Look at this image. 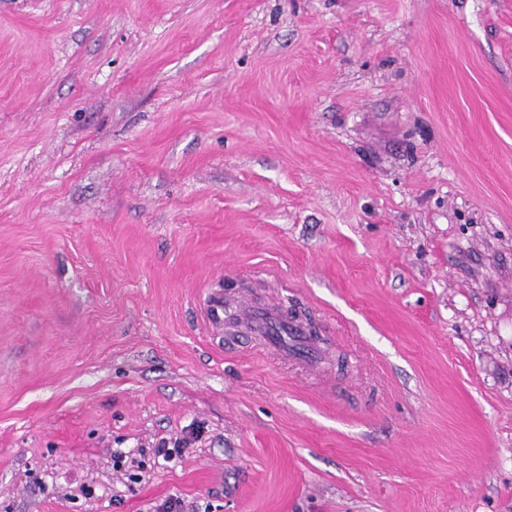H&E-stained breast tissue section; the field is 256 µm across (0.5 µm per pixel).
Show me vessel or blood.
I'll return each mask as SVG.
<instances>
[{
    "instance_id": "b4317fda",
    "label": "vessel or blood",
    "mask_w": 512,
    "mask_h": 512,
    "mask_svg": "<svg viewBox=\"0 0 512 512\" xmlns=\"http://www.w3.org/2000/svg\"><path fill=\"white\" fill-rule=\"evenodd\" d=\"M202 310L213 333L228 337L230 343L254 338L280 358L289 357L308 367L318 364L321 350L310 324L289 317L279 303L246 305L215 288L206 294Z\"/></svg>"
}]
</instances>
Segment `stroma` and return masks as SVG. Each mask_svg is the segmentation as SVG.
Here are the masks:
<instances>
[{"instance_id":"obj_1","label":"stroma","mask_w":512,"mask_h":512,"mask_svg":"<svg viewBox=\"0 0 512 512\" xmlns=\"http://www.w3.org/2000/svg\"><path fill=\"white\" fill-rule=\"evenodd\" d=\"M173 496L512 512V0H0V512ZM202 310L213 333L223 339L230 336L232 345L254 338L282 359L293 358L305 367H315L319 362L321 350L312 337L310 324L289 317L279 303L245 305L227 298L224 289L215 288L206 294ZM288 338L293 341L290 347ZM200 428H192L183 431L182 436L173 439H161L154 448L153 454L163 460H172L175 457H182L185 452L201 438Z\"/></svg>"}]
</instances>
